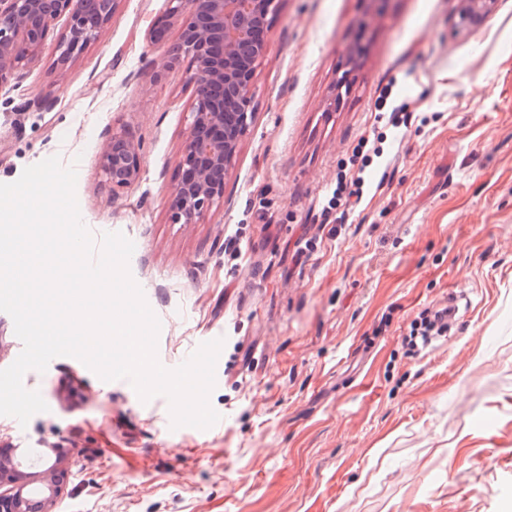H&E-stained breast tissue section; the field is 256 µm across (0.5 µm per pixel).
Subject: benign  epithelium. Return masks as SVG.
Masks as SVG:
<instances>
[{"mask_svg": "<svg viewBox=\"0 0 512 512\" xmlns=\"http://www.w3.org/2000/svg\"><path fill=\"white\" fill-rule=\"evenodd\" d=\"M120 0H0V84L17 66L39 58L50 24L66 16L69 25L58 45V63L81 53L115 16ZM172 17L185 16L177 52L162 60L169 68L179 56L190 58L194 88L189 132L184 143V177L171 190L169 208L176 224H195L224 199V174L252 122L250 91L256 60L265 44L257 37L276 0H167ZM497 0H463L457 21L477 32ZM140 143L114 134L100 165L112 188H126L141 172ZM63 457L40 473L25 472L9 456L0 457V512H25L24 488L41 478L40 500L31 512H54L63 493Z\"/></svg>", "mask_w": 512, "mask_h": 512, "instance_id": "1", "label": "benign epithelium"}]
</instances>
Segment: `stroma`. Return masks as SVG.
<instances>
[{
	"label": "stroma",
	"instance_id": "35a3bbf8",
	"mask_svg": "<svg viewBox=\"0 0 512 512\" xmlns=\"http://www.w3.org/2000/svg\"><path fill=\"white\" fill-rule=\"evenodd\" d=\"M461 6L279 0L254 121L196 224L168 207L193 89L189 60L161 67L180 27L165 0H121L63 67L60 17L0 86V183L51 156L76 165L93 236L141 244L129 267L160 363L224 340L223 425L207 433L77 363L25 373L49 409L23 428L0 416V448L64 449L56 512H512V0L475 33L457 29ZM117 132L143 163L115 192L99 155ZM377 145L383 161L358 170ZM359 175L338 217L336 182ZM452 295L447 334L410 348L411 322Z\"/></svg>",
	"mask_w": 512,
	"mask_h": 512
}]
</instances>
